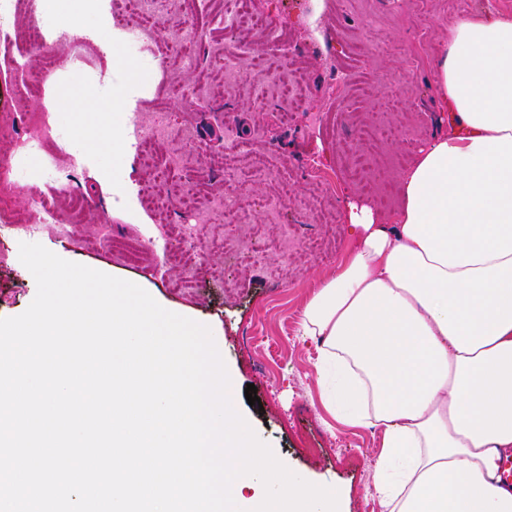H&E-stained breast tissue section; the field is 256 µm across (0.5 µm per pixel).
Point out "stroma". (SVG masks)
<instances>
[{
    "label": "stroma",
    "mask_w": 512,
    "mask_h": 512,
    "mask_svg": "<svg viewBox=\"0 0 512 512\" xmlns=\"http://www.w3.org/2000/svg\"><path fill=\"white\" fill-rule=\"evenodd\" d=\"M260 11L281 19L295 51L289 61L303 90V109L283 114L278 105H259L250 84L225 93L210 53L196 69H181L177 55L145 51L126 31L127 12L113 0H27L19 11L0 13V125L16 116L10 100L23 72L47 71L43 89L30 101L39 126L50 125L53 138L42 144L40 157L27 155L25 133L0 141V163H22L26 176L14 193L17 208L46 198L55 206L56 224L36 236L0 227V318L26 310L36 295L34 277L19 260V245L34 241L59 257L133 282L167 310L207 325L218 338L220 353L240 385L254 384L260 405L241 402L265 443L280 460L312 483L341 490L342 512H381L371 488L379 463L376 431L337 422L324 408L319 384V348L303 336L300 315L313 283L336 270L335 260L346 252L347 202L370 203L354 192L342 171L352 144L359 142L368 113L392 107L402 113V129L415 130L419 140L446 132L436 78L442 44L449 25L460 16L512 14V0H346L342 16L329 15L325 0H258ZM38 25L44 33L40 48L16 41V31ZM361 47L392 43L384 55L350 54L346 37ZM120 58H113V51ZM346 64L351 85L342 97L328 102L333 70ZM140 76L129 80L126 65ZM412 71L409 86L395 78ZM81 97L94 86L104 104H118L142 120L166 109L173 124L188 123L195 141L188 155L203 171L197 201L224 194L220 175L224 128L251 130L258 147L273 164L290 167L293 177L282 219L300 225L304 235L320 237L323 251L291 259L267 250L263 267H245L220 243L203 244L194 260L192 284H184L183 268L158 266L147 256L125 261L115 246L130 243L142 225L155 221L140 202L139 189L149 178L147 156L164 157L167 145L141 153L126 135L110 148L90 150L78 133V115L67 109L48 112L56 86ZM319 155L334 175L335 221L327 227L306 220L304 202L315 186L302 167L307 155Z\"/></svg>",
    "instance_id": "1"
}]
</instances>
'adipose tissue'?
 <instances>
[{
  "label": "adipose tissue",
  "mask_w": 512,
  "mask_h": 512,
  "mask_svg": "<svg viewBox=\"0 0 512 512\" xmlns=\"http://www.w3.org/2000/svg\"><path fill=\"white\" fill-rule=\"evenodd\" d=\"M448 133L400 177L392 223L347 205L351 245L301 312L324 405L377 430L382 512H512V15L464 16L439 62Z\"/></svg>",
  "instance_id": "1"
}]
</instances>
